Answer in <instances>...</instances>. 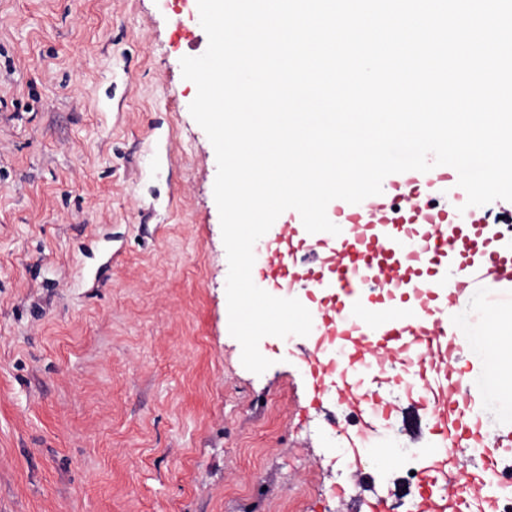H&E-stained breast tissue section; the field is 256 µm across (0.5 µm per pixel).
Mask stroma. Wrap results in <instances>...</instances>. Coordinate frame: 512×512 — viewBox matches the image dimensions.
Returning <instances> with one entry per match:
<instances>
[{"instance_id":"1","label":"stroma","mask_w":512,"mask_h":512,"mask_svg":"<svg viewBox=\"0 0 512 512\" xmlns=\"http://www.w3.org/2000/svg\"><path fill=\"white\" fill-rule=\"evenodd\" d=\"M197 0H0V512H395L310 337L228 329Z\"/></svg>"}]
</instances>
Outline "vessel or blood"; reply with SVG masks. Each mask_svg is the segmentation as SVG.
I'll return each mask as SVG.
<instances>
[{
  "label": "vessel or blood",
  "mask_w": 512,
  "mask_h": 512,
  "mask_svg": "<svg viewBox=\"0 0 512 512\" xmlns=\"http://www.w3.org/2000/svg\"><path fill=\"white\" fill-rule=\"evenodd\" d=\"M397 180L430 199L458 182L438 171H407ZM466 201L457 187L454 215L433 208L399 221L382 198L338 208L345 234L328 245L311 285L312 292L330 297L328 311L364 342L366 357L405 358L415 338L426 337L422 349L429 362L401 380L404 394L428 415L431 445L419 488L427 498L447 479L451 444L480 452L482 462L466 480L487 495L496 492V459L512 453V429H490L489 415L473 412L474 405L488 406L501 395L512 371L457 367L461 351L478 355L487 343L486 336L465 331L458 317L464 299L512 292V235L486 223Z\"/></svg>",
  "instance_id": "1"
}]
</instances>
